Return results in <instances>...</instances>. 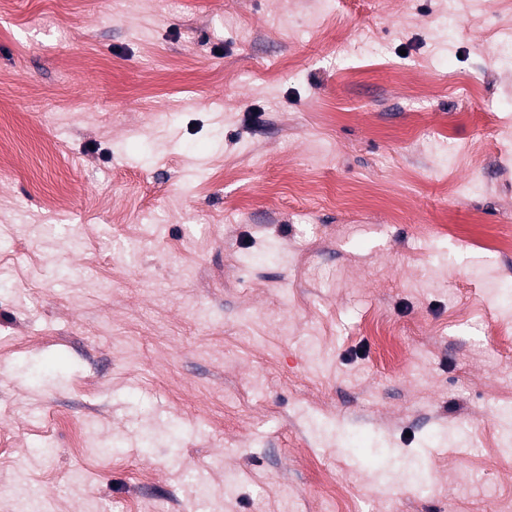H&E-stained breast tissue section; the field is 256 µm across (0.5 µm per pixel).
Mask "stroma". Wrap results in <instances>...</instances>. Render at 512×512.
Instances as JSON below:
<instances>
[{
    "mask_svg": "<svg viewBox=\"0 0 512 512\" xmlns=\"http://www.w3.org/2000/svg\"><path fill=\"white\" fill-rule=\"evenodd\" d=\"M465 2L0 6V512H512V0Z\"/></svg>",
    "mask_w": 512,
    "mask_h": 512,
    "instance_id": "stroma-1",
    "label": "stroma"
}]
</instances>
